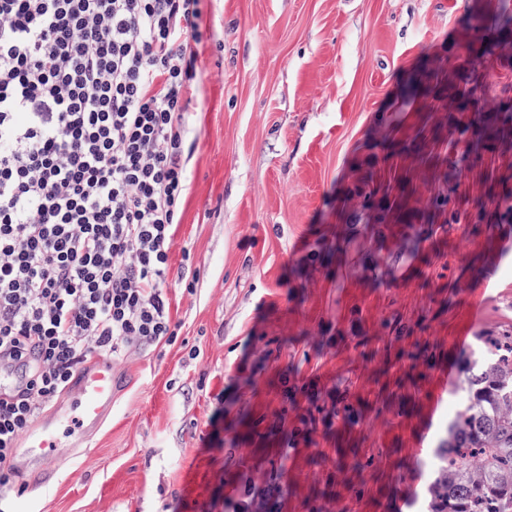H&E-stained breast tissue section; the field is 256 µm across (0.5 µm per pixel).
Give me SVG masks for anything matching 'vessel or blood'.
Instances as JSON below:
<instances>
[{
  "label": "vessel or blood",
  "instance_id": "obj_1",
  "mask_svg": "<svg viewBox=\"0 0 512 512\" xmlns=\"http://www.w3.org/2000/svg\"><path fill=\"white\" fill-rule=\"evenodd\" d=\"M119 385L111 359L94 357L77 370L61 397L40 413L19 440L14 467L26 491H47L68 452L87 447L112 414Z\"/></svg>",
  "mask_w": 512,
  "mask_h": 512
}]
</instances>
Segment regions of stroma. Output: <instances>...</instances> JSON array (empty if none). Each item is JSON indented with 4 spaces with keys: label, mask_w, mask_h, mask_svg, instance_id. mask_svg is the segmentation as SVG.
<instances>
[{
    "label": "stroma",
    "mask_w": 512,
    "mask_h": 512,
    "mask_svg": "<svg viewBox=\"0 0 512 512\" xmlns=\"http://www.w3.org/2000/svg\"><path fill=\"white\" fill-rule=\"evenodd\" d=\"M504 2L203 0L177 339L11 512H423L461 356L512 333V128L463 158V91L512 105Z\"/></svg>",
    "instance_id": "stroma-1"
}]
</instances>
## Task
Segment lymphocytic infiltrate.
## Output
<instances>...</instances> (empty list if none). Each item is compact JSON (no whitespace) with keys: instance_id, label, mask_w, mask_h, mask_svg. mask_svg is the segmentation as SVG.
Wrapping results in <instances>:
<instances>
[{"instance_id":"obj_1","label":"lymphocytic infiltrate","mask_w":512,"mask_h":512,"mask_svg":"<svg viewBox=\"0 0 512 512\" xmlns=\"http://www.w3.org/2000/svg\"><path fill=\"white\" fill-rule=\"evenodd\" d=\"M202 0H0V501L38 411L95 356L172 341Z\"/></svg>"}]
</instances>
